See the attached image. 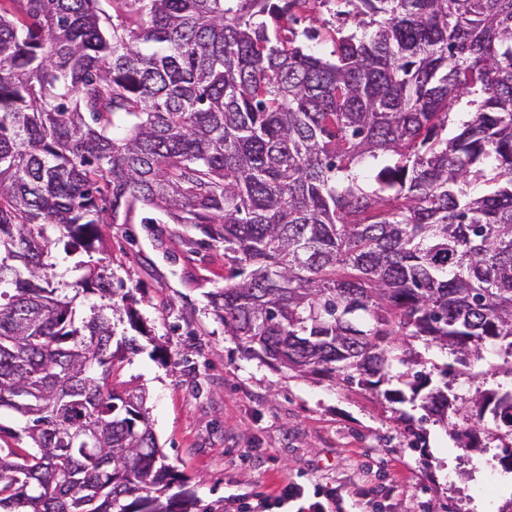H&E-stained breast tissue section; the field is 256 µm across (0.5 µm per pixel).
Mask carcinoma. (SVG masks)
<instances>
[{"mask_svg": "<svg viewBox=\"0 0 512 512\" xmlns=\"http://www.w3.org/2000/svg\"><path fill=\"white\" fill-rule=\"evenodd\" d=\"M100 2L0 0V414L35 448L0 453V512L187 503L145 391L107 386L137 337L44 286L48 224L199 230L224 334L299 376L376 389L419 336L512 358V0H343L328 56L280 37L328 0ZM477 407L512 433V390Z\"/></svg>", "mask_w": 512, "mask_h": 512, "instance_id": "carcinoma-1", "label": "carcinoma"}]
</instances>
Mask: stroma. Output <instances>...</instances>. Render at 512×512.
<instances>
[{
    "label": "stroma",
    "instance_id": "obj_1",
    "mask_svg": "<svg viewBox=\"0 0 512 512\" xmlns=\"http://www.w3.org/2000/svg\"><path fill=\"white\" fill-rule=\"evenodd\" d=\"M144 215L105 225L92 248L70 253L47 227L46 261L64 292L91 269L130 290L112 322L141 348L119 378L147 391L148 416L191 512H255L264 501L269 512H314L318 503L327 512H512L503 459L512 437L491 417L477 419L474 406L484 392L512 389L504 354L463 359L412 340L418 369L455 399L442 422L380 392L273 369L225 336L208 302L225 284L222 248L201 245L192 228L144 223ZM466 430L476 432L475 447H460ZM284 486L294 493L276 502Z\"/></svg>",
    "mask_w": 512,
    "mask_h": 512
}]
</instances>
